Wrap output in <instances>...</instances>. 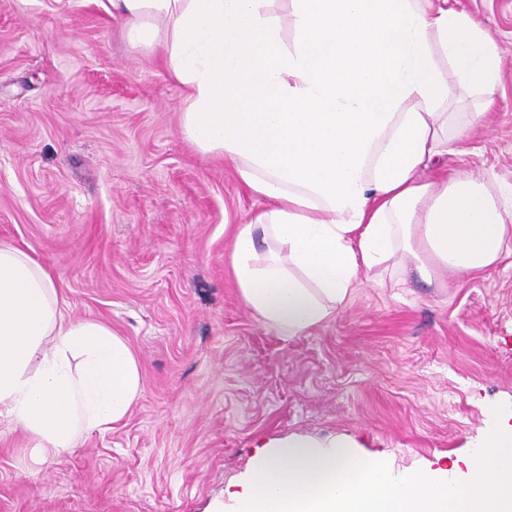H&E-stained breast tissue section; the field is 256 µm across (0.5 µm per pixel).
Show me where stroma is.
I'll list each match as a JSON object with an SVG mask.
<instances>
[{
	"instance_id": "1",
	"label": "stroma",
	"mask_w": 512,
	"mask_h": 512,
	"mask_svg": "<svg viewBox=\"0 0 512 512\" xmlns=\"http://www.w3.org/2000/svg\"><path fill=\"white\" fill-rule=\"evenodd\" d=\"M501 58L492 104L430 170L512 184V0H448ZM107 0H0V242L46 266L74 319L133 351L141 392L59 457L0 420V512H204L259 440L345 434L402 469L465 458L512 409V251L445 287L384 272L304 336L265 328L225 254L265 202L182 133L186 88Z\"/></svg>"
}]
</instances>
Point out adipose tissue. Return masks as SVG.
Listing matches in <instances>:
<instances>
[{
  "label": "adipose tissue",
  "instance_id": "1",
  "mask_svg": "<svg viewBox=\"0 0 512 512\" xmlns=\"http://www.w3.org/2000/svg\"><path fill=\"white\" fill-rule=\"evenodd\" d=\"M187 86L185 137L231 163L265 207L235 225L227 261L263 326L304 335L361 278L393 269L429 288L483 272L512 241V204L460 173L435 184L459 136L456 89L492 94L493 41L447 0H108ZM294 41L285 44L283 28ZM456 72L449 85L443 63ZM52 273L0 243V418L41 456L129 413L141 390L127 342L75 320ZM347 436L261 440L207 512H512V421L495 417L466 465L395 472Z\"/></svg>",
  "mask_w": 512,
  "mask_h": 512
}]
</instances>
